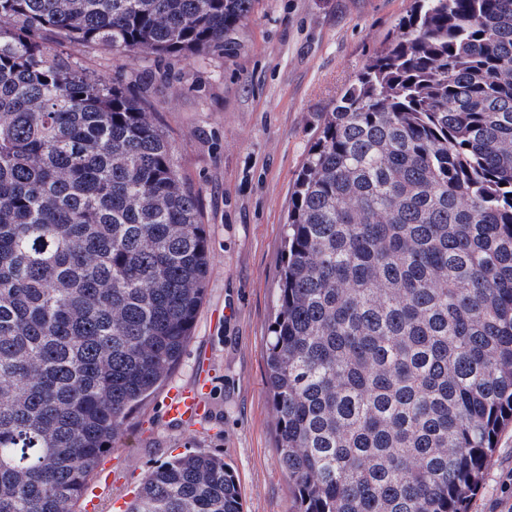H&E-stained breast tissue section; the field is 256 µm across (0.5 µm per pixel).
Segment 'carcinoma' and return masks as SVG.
Returning a JSON list of instances; mask_svg holds the SVG:
<instances>
[{
    "label": "carcinoma",
    "mask_w": 512,
    "mask_h": 512,
    "mask_svg": "<svg viewBox=\"0 0 512 512\" xmlns=\"http://www.w3.org/2000/svg\"><path fill=\"white\" fill-rule=\"evenodd\" d=\"M253 0H0V512H76L205 296L151 112L45 38L200 54ZM295 512H468L512 423V0H417L319 130L266 346ZM124 512H242L224 458Z\"/></svg>",
    "instance_id": "1"
}]
</instances>
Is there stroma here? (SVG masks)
Here are the masks:
<instances>
[{
	"label": "stroma",
	"mask_w": 512,
	"mask_h": 512,
	"mask_svg": "<svg viewBox=\"0 0 512 512\" xmlns=\"http://www.w3.org/2000/svg\"><path fill=\"white\" fill-rule=\"evenodd\" d=\"M414 0H253L221 54L141 55L135 62L65 42L58 53L121 82L152 112L192 187L210 247L206 293L169 386L204 381L210 418L177 425L164 391L141 405L101 461L120 485L117 512L152 467L205 451L233 469L243 512H291L266 383L285 222L310 145L345 89L392 37ZM469 512H512V428L503 432Z\"/></svg>",
	"instance_id": "stroma-1"
}]
</instances>
